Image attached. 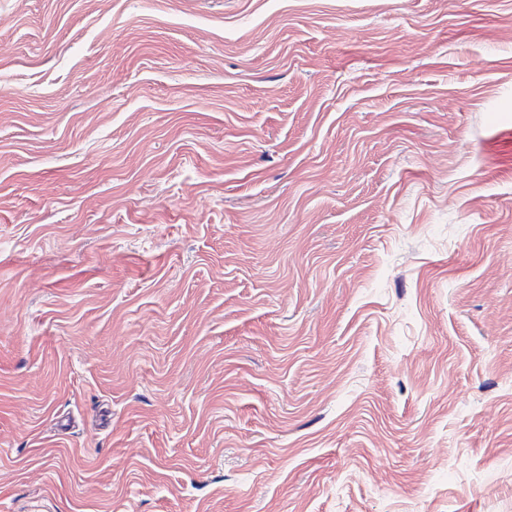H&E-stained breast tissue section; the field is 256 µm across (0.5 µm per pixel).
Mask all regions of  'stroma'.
<instances>
[{"mask_svg":"<svg viewBox=\"0 0 512 512\" xmlns=\"http://www.w3.org/2000/svg\"><path fill=\"white\" fill-rule=\"evenodd\" d=\"M0 512H512V0H0Z\"/></svg>","mask_w":512,"mask_h":512,"instance_id":"1","label":"stroma"}]
</instances>
